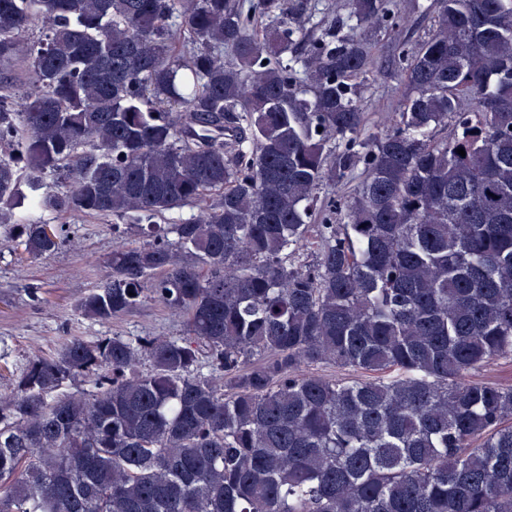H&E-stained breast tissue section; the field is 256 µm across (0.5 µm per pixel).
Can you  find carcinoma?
<instances>
[{
  "label": "carcinoma",
  "instance_id": "cac0c4a2",
  "mask_svg": "<svg viewBox=\"0 0 512 512\" xmlns=\"http://www.w3.org/2000/svg\"><path fill=\"white\" fill-rule=\"evenodd\" d=\"M343 8L0 0V224L36 258L67 235L17 208L124 219L150 241L82 314L188 315L29 362L0 512H512V387L474 380L512 361V0H433L414 45L391 0ZM380 54L378 68L370 75L369 85L363 94L362 103L367 112H391L403 89L390 53L386 50Z\"/></svg>",
  "mask_w": 512,
  "mask_h": 512
}]
</instances>
